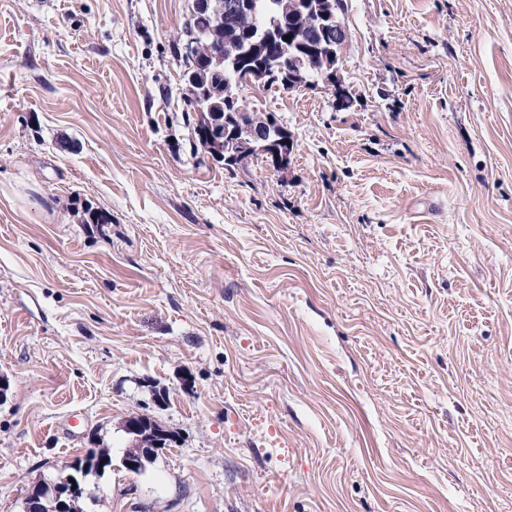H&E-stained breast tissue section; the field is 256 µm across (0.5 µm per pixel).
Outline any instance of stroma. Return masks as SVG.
Returning <instances> with one entry per match:
<instances>
[{
    "mask_svg": "<svg viewBox=\"0 0 512 512\" xmlns=\"http://www.w3.org/2000/svg\"><path fill=\"white\" fill-rule=\"evenodd\" d=\"M191 4L0 0V512L91 448L82 512H512V0H344L348 104L242 91L284 172L199 144ZM157 423L144 413L131 414L126 418L124 431L129 436V444L121 463L129 473H141L149 459L160 449L168 448V445L174 442V433L158 426ZM156 442H161V445H156Z\"/></svg>",
    "mask_w": 512,
    "mask_h": 512,
    "instance_id": "35a3bbf8",
    "label": "stroma"
}]
</instances>
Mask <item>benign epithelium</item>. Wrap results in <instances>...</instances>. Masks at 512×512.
Returning <instances> with one entry per match:
<instances>
[{"mask_svg": "<svg viewBox=\"0 0 512 512\" xmlns=\"http://www.w3.org/2000/svg\"><path fill=\"white\" fill-rule=\"evenodd\" d=\"M308 13L317 16L315 23L318 43L327 51L321 59L322 66L314 69L318 79L332 85L339 102H344V88L339 74L341 56L334 54L333 48H343L347 34L344 26L324 9L314 6L312 0H302ZM295 7L283 11L277 18H266L257 14L254 0H224V18L230 22L235 18L248 15L253 20V30L279 31L293 18ZM265 85L295 89L304 84V79L295 75L290 81H281L274 70L261 75L255 72H243L238 76L237 85ZM197 122L205 127L207 141L203 150L211 157L225 155L229 158H240L254 150L270 158L273 168L283 171L288 168L293 151V141L288 130L274 120L263 126H243L239 129L221 127L214 122L204 107H196ZM124 431L129 436V444L121 459L123 467L132 474L144 470L145 463L174 442L175 435L169 430L158 426L157 421L147 414H131L124 422ZM111 465V458L96 450L79 461H73L66 469H59L54 478L40 484L37 492L26 498L25 512H73L85 493L84 479L90 469L101 470ZM74 482H69V479Z\"/></svg>", "mask_w": 512, "mask_h": 512, "instance_id": "1", "label": "benign epithelium"}]
</instances>
